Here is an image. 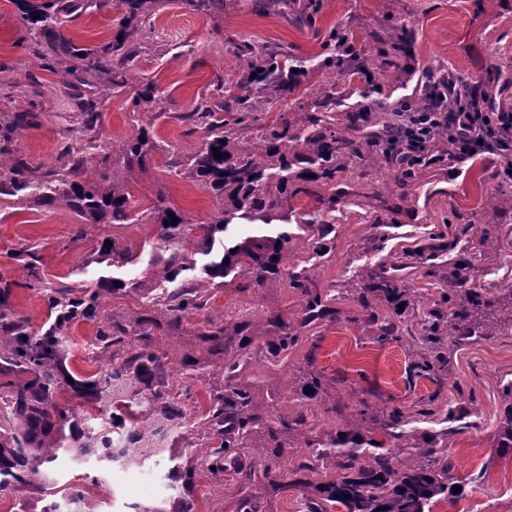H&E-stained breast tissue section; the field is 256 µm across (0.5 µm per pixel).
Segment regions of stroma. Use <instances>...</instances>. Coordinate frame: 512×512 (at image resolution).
Instances as JSON below:
<instances>
[{
  "label": "stroma",
  "mask_w": 512,
  "mask_h": 512,
  "mask_svg": "<svg viewBox=\"0 0 512 512\" xmlns=\"http://www.w3.org/2000/svg\"><path fill=\"white\" fill-rule=\"evenodd\" d=\"M304 0H286L281 11H267L264 0H234L224 14L205 17L185 9L180 0H164L152 31L141 34L138 73L154 83L162 99L161 115L154 126L160 151L126 175L131 193V220L122 225L99 224L91 216H77L64 206L36 200L32 191L0 194V273L14 280V309L28 321L29 331H39L47 310L35 291L27 288V275L11 257L13 250L37 245L42 256V275L71 285L85 284L113 270L100 262L96 248L110 235L131 245L137 262L134 272L149 266L158 243V228L145 217L157 199L181 211L190 223L208 221L213 198L196 182L185 178L170 163L172 157H187L202 141L190 131L182 113L218 81L234 78L237 46L244 42L277 43L308 71L299 90L289 100L266 107L267 118L291 109H314L317 93L338 86L336 118L353 110L364 99L362 84L337 81L315 66L330 27L350 25L365 53L392 41L393 21L414 18L413 70L404 83L388 88L372 118L386 120L387 108L413 98L425 88L423 70L447 65L471 85H483L488 74H512V0H324L316 26L302 24L298 14ZM119 15L115 9L86 6L72 15L60 16L57 32L80 48L98 49L112 40ZM39 40L29 35L13 0H0V131L14 116L25 118V127L11 147L34 166L58 167L61 146L79 143L88 155L99 147L121 146L133 132L139 109L134 93L113 92L103 80L86 89V100L99 114V142L76 139L80 110L75 100L61 92L66 81L64 65L44 70L38 65ZM175 153H168V146ZM499 156L483 153L462 165L459 173L439 170L425 176L410 198L397 190L380 188L366 166L356 163L355 174L345 189L350 203L329 209L327 204L304 197L294 200L296 211H309L331 222L336 238L327 257H314L306 239L295 244V257L315 269L320 290H332L335 319L304 329L297 345L285 359L261 360L246 372V380L274 390L275 415L304 412L307 428L327 432L343 427L351 415L366 410L363 427L368 436L384 441L382 425L386 411L398 408L408 417L404 427L409 440L432 434L439 439V455L451 459L455 472L465 482L461 497L436 504L433 512H512V453L501 452L495 434L502 413L501 391L512 381V334L485 339L444 343L441 354L447 364L434 379L414 376L409 367L423 347L420 323L432 302L438 299V279L414 269L407 284L418 294L414 304L394 316L395 337L379 342L369 323V311L358 302L355 275L364 269H379L403 250L427 238L443 218L455 216L468 225L461 241L466 253L476 254L472 280L480 288L512 286V208L489 202L493 191L511 190L512 182L496 180ZM386 223L388 237L378 240L374 225ZM500 225L501 234L491 252L480 253V230L486 223ZM87 235L75 240L76 225ZM216 307L278 309L288 315L301 310V301L283 285L240 294L228 288L218 291ZM316 375L323 381L318 399H302L296 383ZM457 404L462 423L424 422L417 410L431 394ZM157 468L112 467L108 483L114 492L106 512H124L128 502L155 499ZM260 497L265 512H305L300 491L272 492L264 484H243L239 473L224 475V493H212L207 475H200L194 493L195 512H236L239 488Z\"/></svg>",
  "instance_id": "35a3bbf8"
}]
</instances>
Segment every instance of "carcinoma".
<instances>
[{"label":"carcinoma","instance_id":"cac0c4a2","mask_svg":"<svg viewBox=\"0 0 512 512\" xmlns=\"http://www.w3.org/2000/svg\"><path fill=\"white\" fill-rule=\"evenodd\" d=\"M163 0H98L121 14L112 44L85 52L58 37L53 25L58 16L81 7L79 0H14L29 30L45 38L42 67L50 59L72 61L68 73L81 84L83 75L106 80L119 92L141 86L134 104L160 105L154 84H141L136 77L138 53L134 41L142 28L153 26L156 8ZM183 6L205 16L224 13L232 0H182ZM323 0H306L302 22L315 25ZM39 18H34V15ZM413 31L400 23L399 33L388 47H378L367 56L358 47L352 29L332 27L323 43L326 55L319 68L340 76L369 70L367 86L376 93L386 84L388 68L401 75L409 63L389 56L403 52ZM238 80L218 82L199 97L185 119L193 131L203 133L200 148L183 161L173 163L209 192L217 202L205 224H191L170 206L155 205L149 216L160 225L164 248L151 260L145 275L130 278L101 277L94 284L71 286L41 278V256L35 247L14 253L18 265L28 271L27 287L34 290L47 309V322L39 334L27 330V321L11 305L8 276L0 273V504L10 502L7 512H50L56 501L75 500L79 512H101L111 494L106 472L114 465L143 467L166 459L164 478L172 493L167 497L133 505L135 512H190L199 469L205 468L214 486L224 485V473L243 471L240 449L263 460L262 476L272 491L295 489L305 494L307 512H432L440 501L456 496L458 485L453 464L439 461L435 439L422 446L386 448L367 437L359 420L331 433L304 439L308 456L292 469L279 459L288 447L286 436L305 424V415L274 418L270 407L259 403L256 391L243 378L255 352L272 360L295 346L301 329L332 316L329 293L319 291L308 267L290 263L295 233L288 223L296 212L291 202L298 196L315 195L314 187L332 189L328 202L336 206L346 193L337 188L338 177L349 171L345 157L352 143L361 144L359 157L372 171L388 169L402 195L429 171L443 165L444 154L424 152L418 158L390 160L391 147L375 141L368 132L370 116L354 111L341 128L327 122L323 111L336 104V91L315 100L313 112H281L266 125L259 110L265 103L286 101L299 88L296 72L304 71L288 51L244 42L235 52ZM454 75L437 71V84L424 90L411 107L416 112L432 108L437 87ZM154 113L142 112L133 134L122 149L124 168L142 164L162 148L154 138ZM257 130L253 146H246L247 132ZM221 157L214 156V152ZM66 162L55 169L31 167L0 146V194L3 189L19 193L39 189L40 201H58L79 216L91 215L104 224L129 221L130 191L122 169L102 167L108 156L93 162L80 149L64 148ZM87 174L81 179L79 174ZM174 217H169V214ZM240 221L256 223L264 232L226 245L224 234ZM303 223L317 225L309 239L312 252H328L332 225L319 215L303 214ZM458 239L441 232L415 246L406 257L419 261L432 274L433 263L457 248ZM235 252H230V249ZM98 253L108 266L124 268L132 262V248L109 235L99 242ZM205 258L198 264L197 256ZM406 266L396 260L363 278L359 300L365 308L371 300L400 310L416 295L402 284L399 272ZM473 259L459 254L448 259V289L440 300L450 303L448 315L429 312L422 323V338L433 342L443 336L456 339L491 336L512 329V287L488 290L470 283ZM287 280L288 288L301 298V313L290 319L279 310H213L212 290L235 285L239 293ZM139 293L150 300L162 320L148 316L108 313L104 300L118 292ZM204 318L196 338L201 354H178L169 344L159 346L158 337L177 339L189 315ZM81 321L97 323L91 344L92 358L101 370L76 375L66 361L70 331ZM379 341L394 336L396 325L387 316L370 314ZM178 359L180 381L171 382V363ZM437 355L415 362L418 377H431ZM195 384L204 386L210 405L205 413L186 423L184 398ZM84 401L78 410L60 402L62 395ZM504 414L497 429V447L512 449V382L503 386ZM407 416L391 410L384 422L388 435L404 438ZM199 448L204 461L185 452ZM66 461L76 475L61 477L59 462ZM320 468L336 470L327 482L311 481ZM245 472V471H243ZM255 472H245L253 479Z\"/></svg>","mask_w":512,"mask_h":512}]
</instances>
